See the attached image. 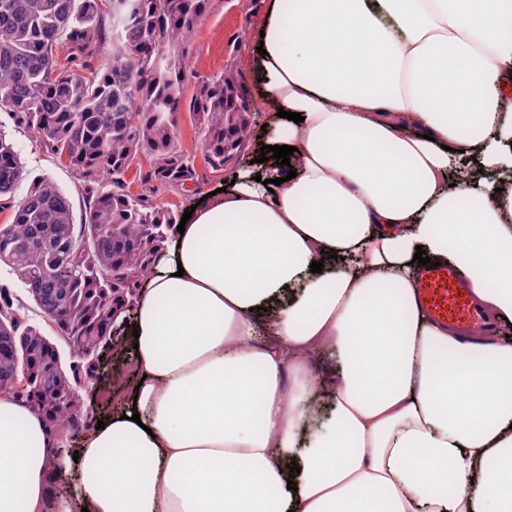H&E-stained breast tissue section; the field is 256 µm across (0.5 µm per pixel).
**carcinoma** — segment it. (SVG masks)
I'll list each match as a JSON object with an SVG mask.
<instances>
[{
    "label": "carcinoma",
    "mask_w": 512,
    "mask_h": 512,
    "mask_svg": "<svg viewBox=\"0 0 512 512\" xmlns=\"http://www.w3.org/2000/svg\"><path fill=\"white\" fill-rule=\"evenodd\" d=\"M112 2L0 0V111L70 161L83 203L75 214L68 195L35 178L0 232V261L26 297L0 283V390L41 414L60 440L94 425L87 400L99 357L112 349L113 325L135 304L181 221L158 193L193 192L202 181L174 127L189 72L188 35L209 0H120L119 41ZM109 42L112 59L97 69L93 61ZM144 101L151 103L146 112ZM188 109L212 171L248 149V92L235 60L198 81ZM133 166L143 186L137 195L127 190ZM24 175L0 132V199ZM30 305L43 324L31 321ZM16 371L25 372L23 391L8 380Z\"/></svg>",
    "instance_id": "cac0c4a2"
}]
</instances>
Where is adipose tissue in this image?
<instances>
[{"mask_svg":"<svg viewBox=\"0 0 512 512\" xmlns=\"http://www.w3.org/2000/svg\"><path fill=\"white\" fill-rule=\"evenodd\" d=\"M259 28L289 165L174 235L103 429L59 449L0 392V512H512V344L424 316L413 260L457 258L512 323V186L485 176L512 167V0H269Z\"/></svg>","mask_w":512,"mask_h":512,"instance_id":"ef3b65f1","label":"adipose tissue"}]
</instances>
